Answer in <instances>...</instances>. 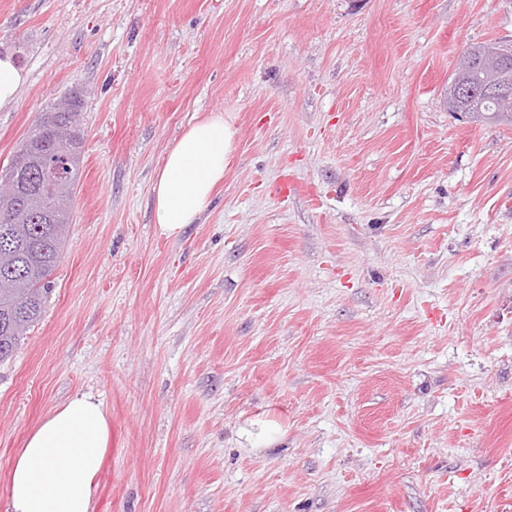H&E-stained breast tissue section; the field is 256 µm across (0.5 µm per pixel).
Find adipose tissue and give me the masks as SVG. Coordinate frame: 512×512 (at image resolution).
<instances>
[{
    "label": "adipose tissue",
    "instance_id": "obj_1",
    "mask_svg": "<svg viewBox=\"0 0 512 512\" xmlns=\"http://www.w3.org/2000/svg\"><path fill=\"white\" fill-rule=\"evenodd\" d=\"M236 131L222 113L189 125L167 149L153 185L162 236L177 240L209 206L233 159ZM110 442L108 414L92 395L49 414L15 453L11 512H93L96 479Z\"/></svg>",
    "mask_w": 512,
    "mask_h": 512
}]
</instances>
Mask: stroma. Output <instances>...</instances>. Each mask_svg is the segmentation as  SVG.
<instances>
[{"instance_id":"35a3bbf8","label":"stroma","mask_w":512,"mask_h":512,"mask_svg":"<svg viewBox=\"0 0 512 512\" xmlns=\"http://www.w3.org/2000/svg\"><path fill=\"white\" fill-rule=\"evenodd\" d=\"M484 41L512 0H0L28 74L0 165L64 97L84 131L43 318L0 366V512L78 394L113 434L93 512H512V126L446 105ZM215 112L234 162L167 239L156 173ZM259 417L274 447L240 437ZM282 436V427L274 419H256L249 423V428L240 429V437H245L252 447L271 448Z\"/></svg>"}]
</instances>
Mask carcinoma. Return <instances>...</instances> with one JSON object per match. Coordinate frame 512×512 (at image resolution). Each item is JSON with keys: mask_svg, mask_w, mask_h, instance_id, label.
<instances>
[{"mask_svg": "<svg viewBox=\"0 0 512 512\" xmlns=\"http://www.w3.org/2000/svg\"><path fill=\"white\" fill-rule=\"evenodd\" d=\"M493 47L476 43L460 56L450 77L454 83L480 87L485 71L494 73L495 101L488 111L477 112V99L467 96L448 106L450 112H465L492 123L512 125V62L490 67L481 55ZM81 102L71 97L54 107V120L65 125L77 116ZM84 134L57 138L53 126L40 117L35 128L18 144L10 163L0 169V181L16 183V194L0 199V365L18 350L26 331L44 312L50 291L48 278L58 266L70 220V195L81 176ZM45 154L61 156L60 185L53 198H44L28 177L30 163Z\"/></svg>", "mask_w": 512, "mask_h": 512, "instance_id": "cac0c4a2", "label": "carcinoma"}]
</instances>
